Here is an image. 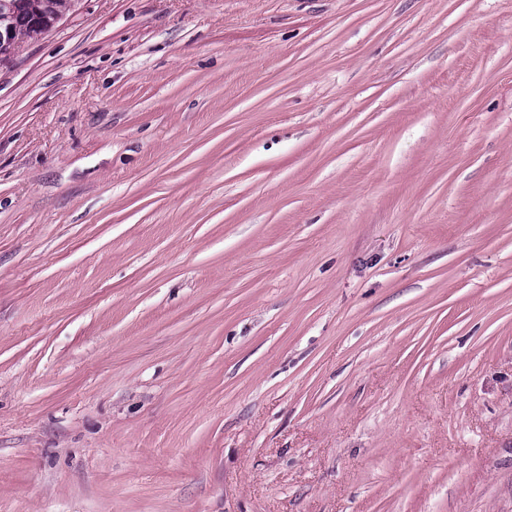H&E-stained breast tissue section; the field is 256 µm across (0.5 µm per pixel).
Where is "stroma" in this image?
<instances>
[{
	"label": "stroma",
	"instance_id": "1",
	"mask_svg": "<svg viewBox=\"0 0 512 512\" xmlns=\"http://www.w3.org/2000/svg\"><path fill=\"white\" fill-rule=\"evenodd\" d=\"M0 512H512V0H78L21 43Z\"/></svg>",
	"mask_w": 512,
	"mask_h": 512
}]
</instances>
